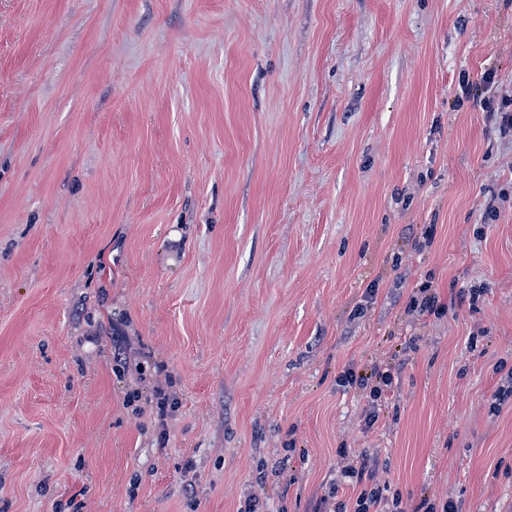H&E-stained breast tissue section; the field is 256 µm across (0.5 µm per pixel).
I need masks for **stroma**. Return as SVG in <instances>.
<instances>
[{
  "mask_svg": "<svg viewBox=\"0 0 512 512\" xmlns=\"http://www.w3.org/2000/svg\"><path fill=\"white\" fill-rule=\"evenodd\" d=\"M490 99L512 0H0V512H512ZM352 460V464L343 467V474L358 487V493L351 504L352 510H347L348 503L335 502L336 488L332 489L321 499L318 512H410L403 506L402 499L393 496L391 499L383 495L376 486L373 470L362 460ZM359 464V465H358Z\"/></svg>",
  "mask_w": 512,
  "mask_h": 512,
  "instance_id": "stroma-1",
  "label": "stroma"
}]
</instances>
